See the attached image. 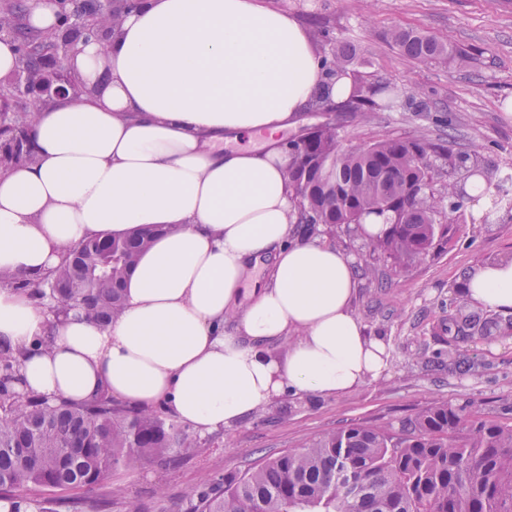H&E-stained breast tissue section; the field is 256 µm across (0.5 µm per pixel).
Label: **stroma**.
I'll return each instance as SVG.
<instances>
[{"instance_id": "1", "label": "stroma", "mask_w": 512, "mask_h": 512, "mask_svg": "<svg viewBox=\"0 0 512 512\" xmlns=\"http://www.w3.org/2000/svg\"><path fill=\"white\" fill-rule=\"evenodd\" d=\"M306 28L326 27L320 56L350 44L356 60L349 76L362 84L383 82L401 91L419 89L446 110L459 150L476 152L490 180L512 173V0H271ZM403 28L447 39L457 54L448 63L406 58L388 41ZM346 143L389 135L438 139V129L411 112H377L364 123L340 113ZM469 200L452 226L450 239L425 262L394 270L376 261L375 280H361L354 310L368 334L384 337L390 367L339 397L287 395L239 423L198 435L193 455L174 465L152 459L117 471L78 490L81 498L107 502L110 512H127L140 502L146 512H184L188 497L207 476L235 473L258 457L297 448L310 439L352 424H400L435 402H473L487 412L512 404V330L465 351L484 362L478 374L463 376L425 360L442 343L434 336L448 319V292L475 264L512 257V212L493 223H472L479 213Z\"/></svg>"}]
</instances>
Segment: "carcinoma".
<instances>
[{
    "instance_id": "1",
    "label": "carcinoma",
    "mask_w": 512,
    "mask_h": 512,
    "mask_svg": "<svg viewBox=\"0 0 512 512\" xmlns=\"http://www.w3.org/2000/svg\"><path fill=\"white\" fill-rule=\"evenodd\" d=\"M64 15L72 10L94 12L100 24L118 26L133 0H61ZM4 29L18 44L19 70L36 62L58 40L80 42L78 28L35 34L26 25L19 4L5 0ZM390 42L417 61L448 62L452 49L440 38L394 28ZM354 54L339 50L324 58L326 75L345 73ZM25 93L17 76L0 79V102ZM398 106L431 112L429 101L411 91L400 97L389 85L354 86L343 103L323 97L314 111L332 108L363 120ZM35 112L20 115V129L0 131V162L7 168L33 159L30 129ZM343 126L328 119L288 139L290 162L285 170L296 193V225L301 235L315 226L332 235L336 229L359 227L371 215L385 217V229L368 243L370 257L394 268L424 261L448 244L453 214L465 193L454 180L434 189L433 158H455L467 176L481 175L477 155L456 151L445 141L387 137L340 147ZM512 210V174L499 178L489 210L480 221L489 224L498 210ZM172 225L151 224L109 241L91 239L66 250L61 263L34 281L0 271V284L27 293L36 304L49 296L57 322L78 310L105 326L123 311V285L140 255L155 237ZM459 284L448 298V349L433 361L461 374L479 363L461 347L489 340L499 321L468 310ZM24 353L0 346V501L11 512H62L63 498L28 499L33 487L69 491L92 486L117 470L145 459L172 463L190 454L197 441L165 406L137 408L103 389L83 404L51 401L20 392ZM512 406L480 414L469 402L434 403L396 427L353 424L326 433L300 448L262 458L244 473L214 475L198 485L186 512H512Z\"/></svg>"
}]
</instances>
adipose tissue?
Returning a JSON list of instances; mask_svg holds the SVG:
<instances>
[{
    "label": "adipose tissue",
    "mask_w": 512,
    "mask_h": 512,
    "mask_svg": "<svg viewBox=\"0 0 512 512\" xmlns=\"http://www.w3.org/2000/svg\"><path fill=\"white\" fill-rule=\"evenodd\" d=\"M69 68L83 100L43 106L34 163L0 175V269L36 279L82 240L176 230L140 256L122 315L104 327L77 313L50 324L26 293L0 287V344L24 351V390L81 404L105 388L206 433L387 371V343L354 311V262L292 234L281 134L353 85L324 76L293 14L269 0H142ZM463 292L512 313V260L472 267ZM284 339L281 359L272 347Z\"/></svg>",
    "instance_id": "obj_1"
}]
</instances>
